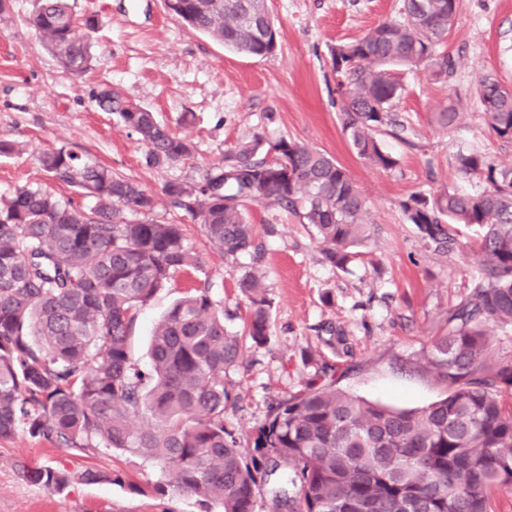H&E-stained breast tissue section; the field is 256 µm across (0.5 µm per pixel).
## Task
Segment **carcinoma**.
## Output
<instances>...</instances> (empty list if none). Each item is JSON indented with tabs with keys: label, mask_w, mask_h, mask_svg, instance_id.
Returning <instances> with one entry per match:
<instances>
[{
	"label": "carcinoma",
	"mask_w": 512,
	"mask_h": 512,
	"mask_svg": "<svg viewBox=\"0 0 512 512\" xmlns=\"http://www.w3.org/2000/svg\"><path fill=\"white\" fill-rule=\"evenodd\" d=\"M165 7L228 49L262 58L277 47L265 0H165ZM400 13L330 51L343 132L360 159L382 170L397 161L377 135L405 130L394 112L402 93L395 70L422 66L448 80L442 45L457 0H402ZM31 24L66 70L86 69L91 43L76 33L70 0H36ZM476 96L489 129L512 144V89L482 73ZM96 102L147 146V166L193 156L192 143L151 110L107 88ZM458 119L452 104L437 112L449 130ZM39 162L93 204L28 187L0 197V438L23 432L79 451L138 456L161 466L156 494L186 493L221 512H255L281 464L289 475L270 490L276 512H494L493 493L512 491V405L503 400L512 393V357L499 355L486 334L490 324L512 330V170L486 154L460 153L455 167L478 177L479 189L448 186L398 203L424 241L471 264L469 293L417 361L447 384L446 395L422 409L395 410L337 388L324 366L243 445L224 428V374L247 345L267 341L272 302L260 269L237 280L249 301L242 334L227 333L224 309L210 289L198 288L155 323L144 372L132 356L131 330L172 274L195 264L184 223L149 218L152 195L74 151L56 148ZM163 191L226 257L261 261L249 216L255 204L280 205L312 226L324 258L341 271L371 237L367 201L350 171L286 135L243 139L201 182H170ZM17 467L27 482L56 491L123 483L110 469Z\"/></svg>",
	"instance_id": "carcinoma-1"
}]
</instances>
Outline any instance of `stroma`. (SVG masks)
I'll return each instance as SVG.
<instances>
[{"label": "stroma", "mask_w": 512, "mask_h": 512, "mask_svg": "<svg viewBox=\"0 0 512 512\" xmlns=\"http://www.w3.org/2000/svg\"><path fill=\"white\" fill-rule=\"evenodd\" d=\"M278 28L272 55L252 58L190 30L168 14L163 0H76L78 15H95L92 60L87 71L64 70L44 48L29 19L34 0H11L0 22V140L17 150L0 154V196L20 187L66 195L37 161L43 150L66 148L135 180L156 200L153 219L175 218L163 187L199 183L239 139L261 133L288 135L335 157L348 168L368 203L374 235L364 256L348 270L328 264L309 228L274 205L250 210L265 256L264 283L273 300L265 344L247 349L227 370L231 401L225 427L247 440L269 407L300 390L321 366L336 368L337 385L365 400L395 408H422L447 388L415 362L445 327L448 309L468 293L470 267L444 253L407 224L397 203L413 192L445 186L470 192L479 180L456 169L460 152L488 154L512 169V145L490 138L475 94L479 72L512 88V0H458L457 20L443 49L452 61L447 81L421 70L404 74L395 110L405 137L381 133L384 150L397 161L383 171L359 159L342 131L336 75L330 50L386 20L399 18L401 0H267ZM155 112L195 144L185 165L147 167L145 145L116 115L101 111L94 95L102 87ZM455 105L459 122L446 131L434 115ZM275 225L267 235V225ZM196 264L177 272L144 306L132 329L131 347L140 367L151 364L154 323L188 289L210 287L213 299L237 331L248 311L236 281L249 259L229 258L207 243L200 224L184 226ZM335 327L346 352H334L325 330ZM123 471L125 485L75 484L55 491L28 483L16 461ZM158 466L105 449L81 453L26 434L0 438V512H205L195 497L160 496L151 486Z\"/></svg>", "instance_id": "obj_1"}]
</instances>
